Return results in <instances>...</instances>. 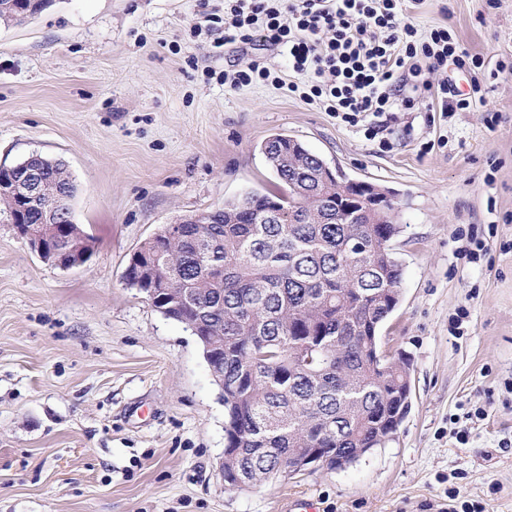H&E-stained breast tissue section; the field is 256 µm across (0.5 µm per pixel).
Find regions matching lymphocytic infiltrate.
I'll return each instance as SVG.
<instances>
[{"label": "lymphocytic infiltrate", "instance_id": "obj_1", "mask_svg": "<svg viewBox=\"0 0 512 512\" xmlns=\"http://www.w3.org/2000/svg\"><path fill=\"white\" fill-rule=\"evenodd\" d=\"M280 48L296 74L289 91L355 124L406 108L436 90L442 113L486 107L479 79L460 93L448 65L480 68L447 27L426 31L401 17L400 0H224V41ZM440 74L439 84L429 77Z\"/></svg>", "mask_w": 512, "mask_h": 512}]
</instances>
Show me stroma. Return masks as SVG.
<instances>
[{
    "mask_svg": "<svg viewBox=\"0 0 512 512\" xmlns=\"http://www.w3.org/2000/svg\"><path fill=\"white\" fill-rule=\"evenodd\" d=\"M224 0H52L0 23V167L62 161L90 236L42 262L0 214V512H512V0H402L484 59L487 109L415 99L351 126L289 91L273 47L219 45ZM260 60L280 85H225ZM284 133L348 179L391 189L402 300L382 329L411 360L392 440L228 493L224 404L202 347L127 285L164 225L274 189Z\"/></svg>",
    "mask_w": 512,
    "mask_h": 512,
    "instance_id": "obj_1",
    "label": "stroma"
}]
</instances>
